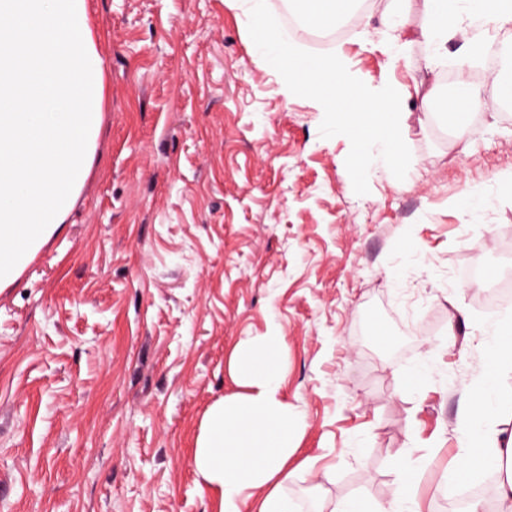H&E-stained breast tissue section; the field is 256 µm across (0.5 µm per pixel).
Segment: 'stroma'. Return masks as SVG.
Instances as JSON below:
<instances>
[{
  "instance_id": "stroma-1",
  "label": "stroma",
  "mask_w": 512,
  "mask_h": 512,
  "mask_svg": "<svg viewBox=\"0 0 512 512\" xmlns=\"http://www.w3.org/2000/svg\"><path fill=\"white\" fill-rule=\"evenodd\" d=\"M254 0H90L105 62L94 159L67 222L0 288V512H215L191 458L210 405L237 393L227 359L278 326L284 395L306 422L287 492L389 501L422 469L420 512H448L456 464L501 313L489 282L512 275V109L482 80L485 107L456 137L422 111L446 95L457 41H415L387 66L381 15L339 23L319 46L354 75L403 90L404 180L382 161L356 195L349 140L321 137L314 101L286 97L254 45ZM488 198L478 217L458 202ZM378 316L390 343H377ZM456 330H449V318ZM428 374L421 387L406 379ZM481 419L512 430V367H499ZM329 470L315 486L312 472Z\"/></svg>"
}]
</instances>
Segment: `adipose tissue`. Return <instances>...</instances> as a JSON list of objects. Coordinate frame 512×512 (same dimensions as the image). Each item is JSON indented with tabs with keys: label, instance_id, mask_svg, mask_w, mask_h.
Returning <instances> with one entry per match:
<instances>
[{
	"label": "adipose tissue",
	"instance_id": "ef3b65f1",
	"mask_svg": "<svg viewBox=\"0 0 512 512\" xmlns=\"http://www.w3.org/2000/svg\"><path fill=\"white\" fill-rule=\"evenodd\" d=\"M302 19L331 28L340 17L367 23L355 0H296ZM424 21L416 32L420 42L440 49L460 38V74L454 94L464 111L480 110L483 91L466 75L482 48L481 29L491 24L512 25V0H422ZM228 370L240 393L221 397L209 407L193 454V467L219 495V512H297L286 488L293 478L288 460L299 450L303 420L288 405L281 391L285 377L284 338L278 329L234 347ZM512 462V435L488 437L478 426L466 432V450L451 481L471 477L486 467ZM415 475L405 472L385 503L350 497L321 504L317 512H405L413 499Z\"/></svg>",
	"mask_w": 512,
	"mask_h": 512
}]
</instances>
